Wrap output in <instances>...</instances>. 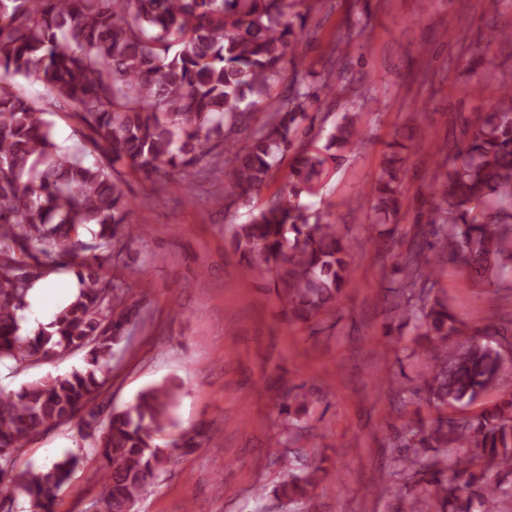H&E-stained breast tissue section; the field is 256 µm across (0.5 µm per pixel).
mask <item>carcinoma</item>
I'll return each mask as SVG.
<instances>
[{"mask_svg": "<svg viewBox=\"0 0 512 512\" xmlns=\"http://www.w3.org/2000/svg\"><path fill=\"white\" fill-rule=\"evenodd\" d=\"M306 0H0V363L22 364L87 351L88 368L46 376L12 393L0 391V487L16 484L30 512H54L81 456L15 471L26 445L40 433L78 420L80 436L102 459L105 481L94 512H129L155 475L171 462L167 448L190 454L203 430L169 438L180 385L173 380L140 392L107 416L91 407L105 380L98 372L127 343L141 301L124 282L100 273L142 242L141 225L125 191L124 169L147 175L172 170L177 181H218L227 163L224 196L246 203L273 178L277 156L298 140L311 102L331 85L295 79L271 103L291 58L301 65L305 16L290 13ZM33 78L44 93L27 97L19 80ZM264 121L238 145L249 115ZM77 124L75 141L58 142L49 115ZM363 131L346 113L323 146L293 157L290 188L232 230L247 257L244 273L272 279L289 313L310 321L332 308L354 267L338 225L321 221L297 201L312 192L339 151L351 152ZM415 131L388 145L367 191L370 208L400 213L404 153ZM431 208L407 249L397 255L391 312L397 328L418 336L425 401L441 412L470 406L497 388L512 350L462 335L464 322L434 291L430 254L459 264L491 283L512 275V87L473 127L467 143L443 161L429 189ZM69 268L81 288L54 320L22 335L21 312L34 284L50 269ZM306 406L288 392L280 413ZM285 439L302 427L285 419ZM390 476L404 481L397 512H503L501 472L512 474V393L466 419L409 421L390 439ZM288 451V473L274 493L298 503L316 487L322 467L300 464ZM449 459L455 477L437 467Z\"/></svg>", "mask_w": 512, "mask_h": 512, "instance_id": "carcinoma-1", "label": "carcinoma"}]
</instances>
